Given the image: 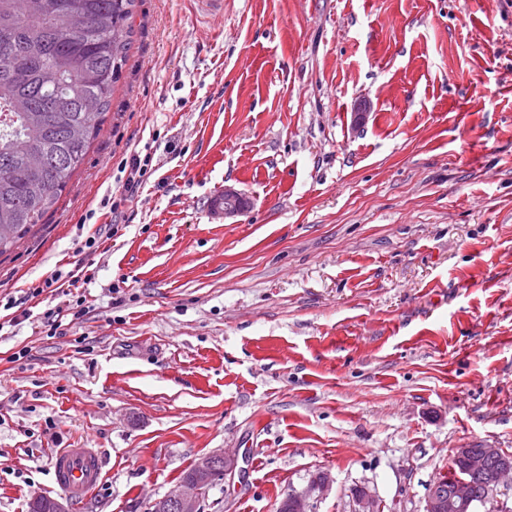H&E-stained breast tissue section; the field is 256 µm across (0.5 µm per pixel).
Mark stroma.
I'll list each match as a JSON object with an SVG mask.
<instances>
[{
    "mask_svg": "<svg viewBox=\"0 0 512 512\" xmlns=\"http://www.w3.org/2000/svg\"><path fill=\"white\" fill-rule=\"evenodd\" d=\"M132 25L83 165L0 256V512L60 497L62 448L106 473L68 512H147L218 449L240 470L205 512H276L320 471L314 512L360 486L424 512L455 449L512 452V0H137ZM227 186L248 209L213 220ZM80 263L84 315L28 298ZM152 158L151 156L145 154L143 159H141L140 155L133 154L129 159V167H130V176L124 182L122 188V197L124 200H127L128 197H132L142 184V179L151 168H148L151 165Z\"/></svg>",
    "mask_w": 512,
    "mask_h": 512,
    "instance_id": "35a3bbf8",
    "label": "stroma"
}]
</instances>
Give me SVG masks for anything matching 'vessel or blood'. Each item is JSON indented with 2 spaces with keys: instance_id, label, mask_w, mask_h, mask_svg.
<instances>
[{
  "instance_id": "vessel-or-blood-1",
  "label": "vessel or blood",
  "mask_w": 512,
  "mask_h": 512,
  "mask_svg": "<svg viewBox=\"0 0 512 512\" xmlns=\"http://www.w3.org/2000/svg\"><path fill=\"white\" fill-rule=\"evenodd\" d=\"M54 475L59 488L80 501L102 483V461L93 448H65L57 452Z\"/></svg>"
}]
</instances>
